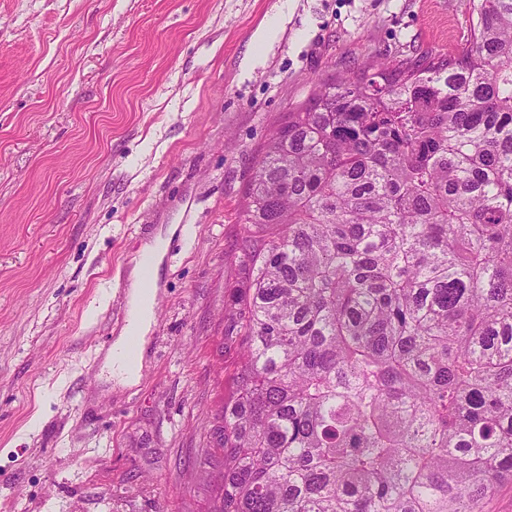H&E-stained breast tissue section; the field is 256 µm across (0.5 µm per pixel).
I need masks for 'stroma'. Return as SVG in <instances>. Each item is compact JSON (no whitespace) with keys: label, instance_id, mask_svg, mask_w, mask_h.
Returning <instances> with one entry per match:
<instances>
[{"label":"stroma","instance_id":"1","mask_svg":"<svg viewBox=\"0 0 512 512\" xmlns=\"http://www.w3.org/2000/svg\"><path fill=\"white\" fill-rule=\"evenodd\" d=\"M468 3L0 0V512H209L260 145L321 78L458 52ZM159 235L141 377L118 387L103 358Z\"/></svg>","mask_w":512,"mask_h":512}]
</instances>
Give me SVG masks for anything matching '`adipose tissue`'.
<instances>
[{
  "label": "adipose tissue",
  "instance_id": "ef3b65f1",
  "mask_svg": "<svg viewBox=\"0 0 512 512\" xmlns=\"http://www.w3.org/2000/svg\"><path fill=\"white\" fill-rule=\"evenodd\" d=\"M165 246L164 239H154L144 244L139 256L132 259L128 278L127 322L105 357V364L113 376L128 385L138 383L143 358L138 355L128 360L123 357L122 352L129 337L134 336L138 341H145L154 323L155 293L153 290L147 289L143 281V260L150 257L154 261H161L165 253Z\"/></svg>",
  "mask_w": 512,
  "mask_h": 512
}]
</instances>
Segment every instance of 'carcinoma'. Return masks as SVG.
Listing matches in <instances>:
<instances>
[{
	"instance_id": "carcinoma-1",
	"label": "carcinoma",
	"mask_w": 512,
	"mask_h": 512,
	"mask_svg": "<svg viewBox=\"0 0 512 512\" xmlns=\"http://www.w3.org/2000/svg\"><path fill=\"white\" fill-rule=\"evenodd\" d=\"M319 80L244 195L211 512H484L512 483V0Z\"/></svg>"
}]
</instances>
